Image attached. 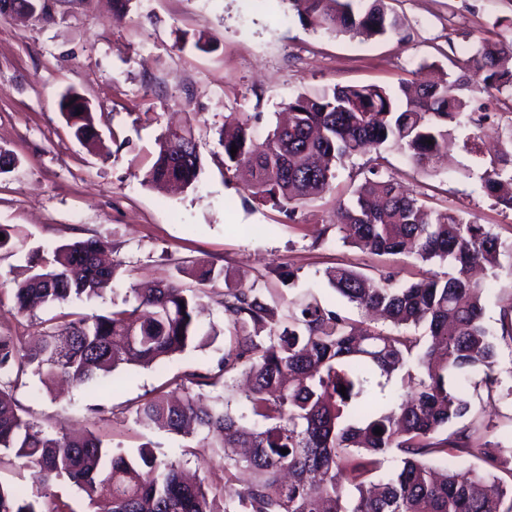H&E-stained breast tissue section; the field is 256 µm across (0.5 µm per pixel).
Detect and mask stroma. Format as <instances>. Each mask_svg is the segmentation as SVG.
Here are the masks:
<instances>
[{
	"label": "stroma",
	"instance_id": "stroma-1",
	"mask_svg": "<svg viewBox=\"0 0 512 512\" xmlns=\"http://www.w3.org/2000/svg\"><path fill=\"white\" fill-rule=\"evenodd\" d=\"M387 4L400 30L371 41L313 30L286 0H131L122 13L112 0H48L45 15H0V149L17 160L0 174V226L26 238L25 250L0 251V283L21 277L28 251L99 237L122 263L112 284L117 301L134 284L177 279L192 286L181 270L202 261L265 281L278 303L310 293L354 318L357 309L329 287L327 268L371 276L391 270L404 284L441 272L438 264L373 257L340 241L336 208L361 182L368 154L346 159L331 190L292 220L249 200L244 179L224 171L219 133L226 118L250 117L262 139L298 94L334 86L394 89L417 73L461 76L479 89L471 111L512 124V94L482 88L470 62L483 40L512 43V0ZM203 29L213 45L208 52L193 46ZM70 90L101 107L102 148L82 146L61 117L58 100ZM173 124L191 128L203 167L183 192L144 181L158 137ZM458 136L436 172L421 173L392 150L386 174L510 243L512 211L495 205L482 186L490 158L469 152L466 131ZM224 290L216 281L204 299L200 322L217 330L209 345L149 368L129 367L97 388H62L56 398L32 381L17 390L18 403L41 424L91 430L129 450L147 441L198 477L217 479L222 456L167 430L138 433L130 412L177 373L216 372L230 341ZM94 404L104 413H91Z\"/></svg>",
	"mask_w": 512,
	"mask_h": 512
}]
</instances>
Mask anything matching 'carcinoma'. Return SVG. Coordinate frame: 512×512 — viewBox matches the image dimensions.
Listing matches in <instances>:
<instances>
[{"label":"carcinoma","mask_w":512,"mask_h":512,"mask_svg":"<svg viewBox=\"0 0 512 512\" xmlns=\"http://www.w3.org/2000/svg\"><path fill=\"white\" fill-rule=\"evenodd\" d=\"M288 3L305 26L327 34L372 40L400 29L386 0ZM472 63L484 87L512 90L511 45L484 41ZM464 87L456 78L397 91L335 86L301 93L288 103V123L261 141L249 118L224 122L225 169L247 168L252 199L290 220L331 189L336 165L368 149L400 151L428 174L470 106ZM59 107L77 141H101L96 112L79 93L62 95ZM380 160H372L352 200L337 209L341 240L372 255L406 253L448 266L409 285L391 272L372 277L338 266L329 273L337 294L380 314L392 329L361 328L312 295L278 309L256 279L227 288L230 343L219 374L184 372L173 380L174 391H157L131 411L138 427L193 431L214 453L245 449L225 460L211 483L185 480L181 462L151 443L127 451L94 432L49 430L26 415L14 393L27 375L45 387L59 376L90 387L124 365L149 366L202 345L217 335L196 320L206 288L220 276L213 267L186 271L194 288H132L122 304L100 314L41 319L33 348L2 332L0 452L21 461L40 491L30 497L0 484V512H73L52 491L57 481L76 487L91 505L108 499L110 512H512V454H504L476 410V403L500 396L499 349L512 348V322L492 334L483 323L488 283L471 276L477 266L512 276V243L460 212L428 208L384 177ZM201 173L195 139L165 132L145 182L189 188ZM483 182L496 204L512 210V169L494 162ZM105 247L91 238L42 252L23 279L0 289V303L9 295L14 314L25 317L37 305L103 297L119 269L101 262ZM502 256L511 259L506 267ZM219 385L224 393L204 394ZM237 395L249 414L236 413ZM393 449L396 469L375 477ZM471 456L483 465L456 469Z\"/></svg>","instance_id":"obj_1"}]
</instances>
